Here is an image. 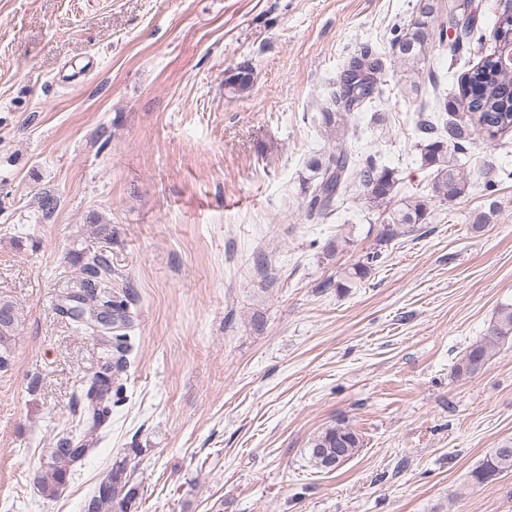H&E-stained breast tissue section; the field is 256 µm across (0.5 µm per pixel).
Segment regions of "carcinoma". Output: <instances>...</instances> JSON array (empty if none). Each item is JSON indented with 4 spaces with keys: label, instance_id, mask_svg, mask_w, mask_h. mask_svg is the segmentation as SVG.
Instances as JSON below:
<instances>
[{
    "label": "carcinoma",
    "instance_id": "cac0c4a2",
    "mask_svg": "<svg viewBox=\"0 0 512 512\" xmlns=\"http://www.w3.org/2000/svg\"><path fill=\"white\" fill-rule=\"evenodd\" d=\"M448 26L435 19L434 7L418 5L416 15L392 29L390 49L403 67V76L410 91L417 94L427 83L432 92L425 93L417 104L418 126L422 138L414 145L421 166L433 170L431 197H398V171L379 163L377 154L368 152L354 158L347 138L357 133L349 125L352 112H363L384 97L382 73L384 56L364 47L350 58L335 82L334 89L321 104L322 127L335 135L336 146L315 154L306 161L310 175L302 180V207L307 217H325L335 211V205L354 183L366 190L371 208L386 213L381 239L395 238L418 230L427 223L435 203L453 202L468 191V181L458 165L476 136L491 140L512 132V67L500 65L507 45H512V17L500 14L495 22L494 49L460 78L459 98L467 101V109L459 112L456 104L439 91V81L430 66L432 49L445 43ZM254 84L253 72L240 77L231 73L224 85L240 94ZM381 258V252H367L345 272V282L336 287L346 288L365 279ZM81 273L89 283L112 282V266L98 251L85 253ZM78 305L66 310L79 332L101 331L105 327L99 316L106 313L111 324L112 346L102 356L100 371L83 383L80 395L88 403L90 418L66 429L56 447L49 449L47 467L50 477L41 483L47 496H56L76 472L90 451L93 436L104 428L111 414L112 379L128 372L133 345L129 331L132 320L127 308L91 290L77 298ZM19 323L14 303L0 299V369L10 365V340ZM512 337V306L500 308L498 318L486 334L471 345L455 367L459 374L481 372L496 354L501 344ZM363 447L360 435L347 423L338 421L319 432L309 442L308 454L318 469L331 472L358 454ZM512 471V441L504 442L472 471V479L482 484L502 472ZM140 494L134 470L124 460L112 467L89 498L91 512H131Z\"/></svg>",
    "mask_w": 512,
    "mask_h": 512
}]
</instances>
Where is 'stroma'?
Here are the masks:
<instances>
[{"instance_id":"stroma-1","label":"stroma","mask_w":512,"mask_h":512,"mask_svg":"<svg viewBox=\"0 0 512 512\" xmlns=\"http://www.w3.org/2000/svg\"><path fill=\"white\" fill-rule=\"evenodd\" d=\"M482 45L437 48L438 74L491 48L499 0H475ZM418 0H0V297L19 324L0 371V512H84L113 462L137 512H512V472L472 471L512 441V341L474 376L455 367L512 305V141L476 138L470 189L382 242L354 187L308 219L300 181L332 141L323 98L363 45L388 51ZM248 93L224 86L240 65ZM359 113L403 196L429 194L418 113L387 59ZM57 200L42 213L38 197ZM490 212L482 229L476 215ZM352 225L349 248L325 244ZM382 262L342 287L366 250ZM103 252L135 317L111 425L54 497L37 479L104 348L62 308ZM344 421L357 456L324 472L309 441Z\"/></svg>"}]
</instances>
